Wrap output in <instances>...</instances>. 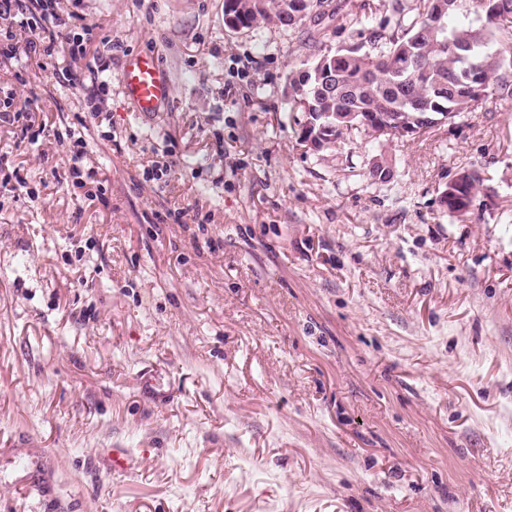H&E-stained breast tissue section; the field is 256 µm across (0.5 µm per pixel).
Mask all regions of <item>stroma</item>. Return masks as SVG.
<instances>
[{
	"mask_svg": "<svg viewBox=\"0 0 512 512\" xmlns=\"http://www.w3.org/2000/svg\"><path fill=\"white\" fill-rule=\"evenodd\" d=\"M61 7L102 28L84 59L0 64V103L57 130L0 123L25 183L0 187V512H512V100L316 151L287 76L351 41L339 20ZM130 54L170 80L159 112L125 98ZM463 167L491 200L460 221ZM484 179L478 170L468 167L462 168L448 182V192H443L440 203L448 206V213L459 218H466L478 206L480 208L485 200H479L478 195L488 197V191L483 193L481 187ZM478 201V203H477Z\"/></svg>",
	"mask_w": 512,
	"mask_h": 512,
	"instance_id": "obj_1",
	"label": "stroma"
}]
</instances>
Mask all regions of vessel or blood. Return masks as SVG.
Wrapping results in <instances>:
<instances>
[{"label":"vessel or blood","instance_id":"obj_1","mask_svg":"<svg viewBox=\"0 0 512 512\" xmlns=\"http://www.w3.org/2000/svg\"><path fill=\"white\" fill-rule=\"evenodd\" d=\"M121 85L126 98L143 115L159 111L172 95V85L155 58L142 54L126 59Z\"/></svg>","mask_w":512,"mask_h":512}]
</instances>
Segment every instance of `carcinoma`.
<instances>
[{"label": "carcinoma", "mask_w": 512, "mask_h": 512, "mask_svg": "<svg viewBox=\"0 0 512 512\" xmlns=\"http://www.w3.org/2000/svg\"><path fill=\"white\" fill-rule=\"evenodd\" d=\"M361 0L346 13L358 41L321 54L328 77L310 79L306 94L288 85V111L303 126H333L332 142L351 134L416 139L431 133L428 119L448 113V125L490 99H512V0ZM332 0H224L238 29L293 28L333 19ZM464 46L457 53L453 47ZM483 178L463 168L448 181L440 203L465 218L483 201Z\"/></svg>", "instance_id": "carcinoma-1"}]
</instances>
